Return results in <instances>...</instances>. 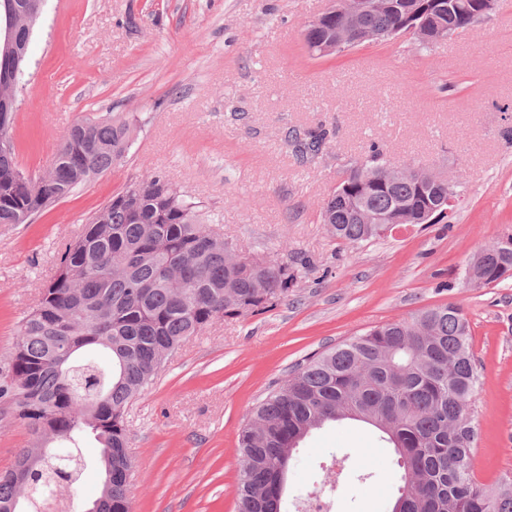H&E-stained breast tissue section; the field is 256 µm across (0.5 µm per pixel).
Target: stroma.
I'll use <instances>...</instances> for the list:
<instances>
[{"instance_id": "1", "label": "stroma", "mask_w": 512, "mask_h": 512, "mask_svg": "<svg viewBox=\"0 0 512 512\" xmlns=\"http://www.w3.org/2000/svg\"><path fill=\"white\" fill-rule=\"evenodd\" d=\"M331 0H47L15 96L17 161L38 177L83 117L122 115L133 144L110 171L39 213L0 224V368L67 243L112 194L160 174L219 220L238 256L298 265L263 311L215 320L182 342L125 412L131 512H235L238 433L249 410L312 355L371 327L452 304L471 329L479 386L476 482H512V279L474 287L465 269L512 236V0L461 36L421 49L410 36L321 57L303 33ZM322 129L302 161L289 131ZM385 160L453 177L456 210L358 245L319 216L370 144ZM72 512L99 497V448ZM348 456L320 484L319 469ZM392 449L371 426L313 431L288 470V495L318 492L332 512H391ZM372 472L358 483L354 471Z\"/></svg>"}]
</instances>
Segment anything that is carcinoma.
I'll list each match as a JSON object with an SVG mask.
<instances>
[{
    "mask_svg": "<svg viewBox=\"0 0 512 512\" xmlns=\"http://www.w3.org/2000/svg\"><path fill=\"white\" fill-rule=\"evenodd\" d=\"M408 0L372 13L375 31L405 30ZM434 21L462 24L476 0H443ZM336 18L304 35L308 49L332 37ZM25 67L10 70L0 57V93L22 81ZM0 153V224H24L25 214L70 196L90 179L112 169L128 152L134 127L123 117L77 122L61 144L54 174L40 181V201L31 200L17 170L16 147ZM290 144L300 157L318 154L325 134L293 130ZM365 173L384 178L383 154L371 144ZM137 204L130 187L112 197L82 234L65 246L52 280L25 318L15 352L0 372V420L26 424L31 444L0 472V508L19 487L14 469L46 451L27 473L28 512L55 503L69 512V489L60 472L82 474L81 443L100 445L103 468H112L107 512H131L121 475L127 467L125 410L154 379L166 356L215 319L241 305L262 310L288 291L300 270L274 257L255 267L239 261L232 243L162 175L141 180ZM430 196L411 181L378 187L364 197L384 214L405 203L414 217ZM320 223L331 236L356 245L381 237L383 224H359L336 194L326 200ZM473 266L480 285L512 277V236L482 249ZM260 279L263 288L253 287ZM479 385L470 348L469 322L453 304L427 309L410 320L376 326L312 356L272 388L249 412L239 437V512H281L288 467L300 441L313 429L352 419L382 433L394 448L390 466L399 471L393 512H512V482L476 483L471 459L478 432L472 398Z\"/></svg>",
    "mask_w": 512,
    "mask_h": 512,
    "instance_id": "1",
    "label": "carcinoma"
}]
</instances>
